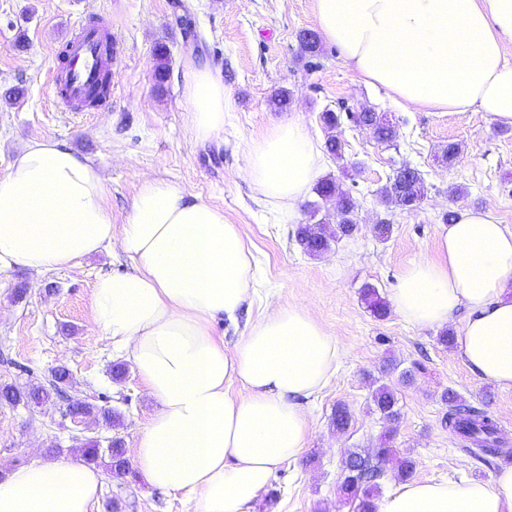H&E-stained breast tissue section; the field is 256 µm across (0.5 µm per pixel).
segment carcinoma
Segmentation results:
<instances>
[{
	"mask_svg": "<svg viewBox=\"0 0 512 512\" xmlns=\"http://www.w3.org/2000/svg\"><path fill=\"white\" fill-rule=\"evenodd\" d=\"M154 78L160 85L167 81L169 76V52L165 45L157 47L155 52ZM348 120L357 126L371 124L376 127V137L384 142H390L396 136L394 125L388 123L385 116L371 110L361 112H350ZM326 127L332 131L326 142L330 154L343 157V142L337 132L341 125V117L335 112L326 111L322 114ZM406 168L397 170L389 182L383 185L379 191V199L387 206L411 208L415 206L416 188L406 181ZM316 195L324 202L335 206L340 217L338 232L326 234L322 224H302L297 230L296 240L303 252L316 256L330 247V241L341 237L350 236L357 230L355 222L356 202L353 196L340 188L339 184L332 178L319 181L315 187ZM363 299L367 307L377 318H384L388 315V307L379 295L376 287L367 284L363 287ZM39 401L48 396V392L40 387L34 388L22 394L11 386L0 389V398L16 403L23 397ZM441 400L450 404V408L444 417V422L452 431L465 435L478 449L488 455H498L497 448L500 447L498 440V426L496 421L487 412L459 403L458 397L447 391L441 394ZM376 408L383 415L385 420L394 422L399 416L396 409L397 400L394 391L387 384L380 385L374 393ZM110 467L120 473L128 469V462L125 458V449L122 442L116 440L108 446ZM383 475V470L370 463L369 457L359 453L348 456V463L345 465V477L341 484V491L347 497H361V512H376L377 506L374 503L378 496L379 486L376 479Z\"/></svg>",
	"mask_w": 512,
	"mask_h": 512,
	"instance_id": "carcinoma-1",
	"label": "carcinoma"
}]
</instances>
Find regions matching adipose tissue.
I'll list each match as a JSON object with an SVG mask.
<instances>
[{
	"label": "adipose tissue",
	"instance_id": "1",
	"mask_svg": "<svg viewBox=\"0 0 512 512\" xmlns=\"http://www.w3.org/2000/svg\"><path fill=\"white\" fill-rule=\"evenodd\" d=\"M314 11L341 58L403 107L476 110L512 126V0H314ZM184 98L197 140L223 130L218 73L187 65ZM245 157L255 191L288 213L323 172L298 117L247 143ZM112 240L100 171L55 139L29 141L0 176V271L69 268ZM120 242L132 269L96 275L93 328L125 351L156 403L135 465L196 512H243L302 451L311 421L301 401L327 385L342 353L308 310L276 303L225 348L211 324L255 296L254 255L223 209L182 185L143 176ZM392 305L420 329L463 313L459 356L512 390V230L489 213L467 209L441 226L437 256L402 269ZM102 478L74 461L34 462L0 480V512H91ZM378 512H512V466L486 481L403 484Z\"/></svg>",
	"mask_w": 512,
	"mask_h": 512
}]
</instances>
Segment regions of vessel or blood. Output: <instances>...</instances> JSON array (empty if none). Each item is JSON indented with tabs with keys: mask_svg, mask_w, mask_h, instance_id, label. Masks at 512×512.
<instances>
[{
	"mask_svg": "<svg viewBox=\"0 0 512 512\" xmlns=\"http://www.w3.org/2000/svg\"><path fill=\"white\" fill-rule=\"evenodd\" d=\"M106 36L102 26L88 24L65 43L67 61L54 76L52 85L58 103L76 112L83 111L107 64Z\"/></svg>",
	"mask_w": 512,
	"mask_h": 512,
	"instance_id": "obj_1",
	"label": "vessel or blood"
}]
</instances>
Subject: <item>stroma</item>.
Returning a JSON list of instances; mask_svg holds the SVG:
<instances>
[{
  "instance_id": "35a3bbf8",
  "label": "stroma",
  "mask_w": 512,
  "mask_h": 512,
  "mask_svg": "<svg viewBox=\"0 0 512 512\" xmlns=\"http://www.w3.org/2000/svg\"><path fill=\"white\" fill-rule=\"evenodd\" d=\"M95 20L111 27L117 42L109 103L62 111L50 73L63 43ZM317 28L312 0H0V175L28 141H62L101 171L117 233L142 174L181 184L223 208L255 257L252 306L237 322L212 326L225 347H233L274 301L307 309L343 353L328 385L303 401L312 423L303 451L276 469L249 512H353L339 493L343 462L354 452L371 453L385 439L396 459L384 467L381 494L402 485L401 459L412 462L414 481L489 479L507 459L480 456L444 426L446 390L492 416L505 451H512V391L475 376L454 347L440 343L438 331L413 327L394 312L376 318L361 297L370 283L391 298L409 262L435 257L447 212L484 210L512 228V126L493 122L485 112L401 109L334 45L324 41L316 56L304 54L299 35ZM160 44L170 57V76L161 88L153 76ZM190 62L219 70L229 94L224 129L207 142L196 141L188 126L183 74ZM281 89L291 98L284 110L271 104ZM343 107L384 114L397 137L382 142L342 123L343 156H326L323 174L351 190L359 229L310 256L296 241L297 228H335L333 206L311 191L294 216L282 214L246 178L245 144L291 116L301 117L314 138L326 143L320 116ZM451 143L459 153L446 164L442 155ZM405 164L420 171L425 196L412 209L384 206L375 192ZM382 221L392 226L384 241L372 232ZM129 268L115 245L75 267L0 272V387L48 389L54 369L70 372L66 398L28 405L0 399V479L38 460H80L84 446L104 449L116 437L127 459H134L155 402L131 360L106 336L89 332L96 275ZM19 287L25 290L20 298ZM117 364L125 369L118 380L112 373ZM384 383L398 398L400 419L393 428L373 402ZM73 402L112 409L121 420L111 425L90 416L75 422L68 411ZM340 405L351 417L341 432L333 423ZM97 467L104 479L95 512H112L116 504L121 512H194L185 496L154 489L137 468L113 473L106 456Z\"/></svg>"
}]
</instances>
